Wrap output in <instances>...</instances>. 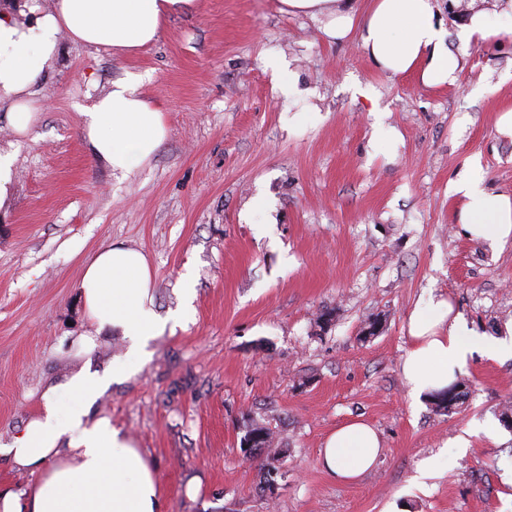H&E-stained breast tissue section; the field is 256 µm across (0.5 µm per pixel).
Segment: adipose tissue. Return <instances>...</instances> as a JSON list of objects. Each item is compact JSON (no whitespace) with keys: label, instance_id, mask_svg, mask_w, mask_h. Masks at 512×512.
<instances>
[{"label":"adipose tissue","instance_id":"1","mask_svg":"<svg viewBox=\"0 0 512 512\" xmlns=\"http://www.w3.org/2000/svg\"><path fill=\"white\" fill-rule=\"evenodd\" d=\"M282 12L324 21L332 39L359 27L361 45L382 73H419L427 86L454 84L458 61L442 46L443 23L435 0H370L356 15L348 0H279ZM196 0H55L52 12L27 26L0 14V100L11 103L13 128L28 134L40 108L31 86L57 54L58 37L68 31L80 42L125 56L153 43L164 21L191 10ZM82 131L94 159L112 172L136 175L168 136L161 106L142 91L133 75L114 80L110 89L82 107ZM479 162L448 187L461 202L460 222L469 237L503 244L512 239V194L487 189ZM152 271L147 256L112 243L86 263L81 279L85 313L98 328L132 341L124 370L141 369L149 340L175 327L177 316L160 317L153 308ZM411 343L401 371L413 394L447 388L455 368L464 366L479 341L450 301L431 302L413 313ZM105 378L79 372L43 398L41 410L22 431L0 447L14 464L39 473L22 495L0 497V512H163L157 475L134 442L109 419L89 420L90 406L104 393ZM380 439L368 423L353 419L332 431L319 465L340 482L370 471L380 454Z\"/></svg>","mask_w":512,"mask_h":512}]
</instances>
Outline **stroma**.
Segmentation results:
<instances>
[{
	"mask_svg": "<svg viewBox=\"0 0 512 512\" xmlns=\"http://www.w3.org/2000/svg\"><path fill=\"white\" fill-rule=\"evenodd\" d=\"M496 0H437L455 85L424 86L370 64L357 33L280 13L279 0H198L128 57L62 35L34 86L40 120L19 137L0 104L10 191L0 202V438L87 367L113 375L91 408L155 467L165 512H512V355L476 349L457 371L452 414L412 400L400 361L418 303L451 300L469 327L512 336V240L467 237L448 184L479 158L485 185L512 193V35L463 39ZM297 73L291 111L265 65ZM135 75L165 115L149 165L122 178L95 160L79 109ZM265 197L268 211L254 210ZM144 252L159 315L183 311L150 358L118 376L128 340L98 331L80 300L98 247ZM376 336L363 337L370 321ZM96 337L87 353L78 336ZM360 419L381 438L354 483L325 474L319 450ZM286 454L275 492L250 422ZM425 486L414 478L427 462Z\"/></svg>",
	"mask_w": 512,
	"mask_h": 512,
	"instance_id": "1",
	"label": "stroma"
}]
</instances>
